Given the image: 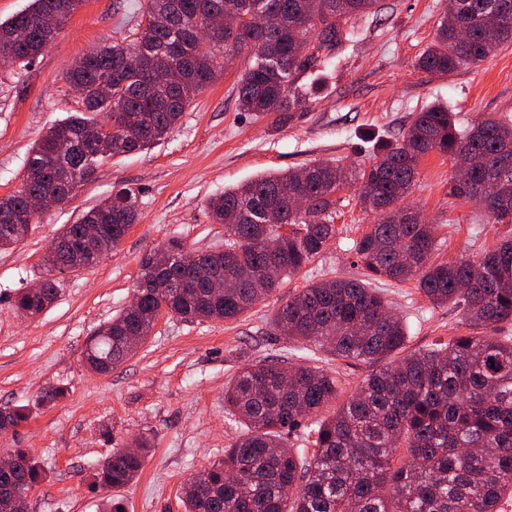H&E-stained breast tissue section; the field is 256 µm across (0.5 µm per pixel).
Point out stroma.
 Wrapping results in <instances>:
<instances>
[{
    "label": "stroma",
    "instance_id": "obj_1",
    "mask_svg": "<svg viewBox=\"0 0 512 512\" xmlns=\"http://www.w3.org/2000/svg\"><path fill=\"white\" fill-rule=\"evenodd\" d=\"M447 6L448 0H378L376 12L354 20L356 39L336 47L332 65L297 79L304 100L283 124L240 109L236 82L249 58L233 57L163 140L107 157L67 205L46 210L22 242L0 249V409L29 413L0 434V456L30 449L47 472L27 512H100L106 494L90 488L95 469L141 437L150 450L139 476L108 495L125 512H184L182 484L223 460L245 431L224 408L227 382L252 361H300L296 341L271 327L276 311L309 282L361 278L350 247L376 217L348 187L339 193L336 236L327 249L238 320L191 323L165 315L114 370H88L87 340L128 306L145 254L173 238L193 251L223 247L224 227L207 214L210 197L314 162L367 167L379 141L399 137L416 112L435 102L447 103L463 125L512 120V46L449 77L417 68ZM144 8V0H83L42 55L0 65V197L20 188L31 146L81 110L67 80L73 62L100 44L134 40ZM452 170L447 156L428 153L403 200L435 225L438 261L468 258L512 238V224L490 223L478 204L449 195ZM123 187L135 188L139 199L137 220L120 244L93 267L60 273L59 296L40 316L14 313L13 297L36 283L62 226ZM380 288L409 327V349L468 334L456 305L431 304L414 283L384 281ZM50 386L65 387L66 396L42 402Z\"/></svg>",
    "mask_w": 512,
    "mask_h": 512
}]
</instances>
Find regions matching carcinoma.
Returning <instances> with one entry per match:
<instances>
[{"label": "carcinoma", "instance_id": "carcinoma-1", "mask_svg": "<svg viewBox=\"0 0 512 512\" xmlns=\"http://www.w3.org/2000/svg\"><path fill=\"white\" fill-rule=\"evenodd\" d=\"M83 0H32L0 22V63H28L45 52L58 27ZM377 0H147L140 33L130 43L101 46L76 60L69 82L84 111L51 126L35 143L22 186L0 198V249L23 240L28 200L73 193L91 181L104 157L132 153L162 140L224 63L247 53L238 81L241 109L260 118L272 112L288 121L302 101L296 78L330 60L352 36L349 21L368 14ZM267 14L263 30L255 12ZM238 18L235 35L201 31L213 16ZM512 44V0H451L434 40L416 66L449 76L486 61ZM112 83V98L100 86ZM90 112H104L98 121ZM103 138L92 156L84 145ZM435 151L457 168L449 194L478 203L496 224L512 223V124L501 120L460 126L448 106L420 112L401 139L381 141L376 160L362 168L354 187L362 207L381 219L353 243L372 280L415 281L436 305L461 308L477 334L454 336L448 345L406 352L408 326L377 289L361 280L308 285L279 308L273 326L304 349L341 359L390 362L366 376L359 390L331 414L340 381L308 365L288 368L275 360L243 366L224 388V408L246 432L224 451V461L192 476L183 487L184 512H502L512 499V239L467 259L436 262L435 225L398 202L416 181L417 166ZM349 185L345 168L314 164L262 176L211 197L210 219L224 225V248L182 262L185 246L171 240L167 262L145 255L139 264L135 308H126L88 339L85 360L97 373L112 371L133 355L130 336L146 340L158 319L189 322L237 319L281 288L320 255L336 235V195ZM65 224L45 259L42 288L16 293L13 308L42 314L59 294L54 273L96 265L135 223L137 196L129 188ZM292 226L268 223V215ZM103 224L97 251L82 242L81 225ZM234 287L213 293L212 281ZM28 419L25 408L0 410V433ZM309 430L313 449L282 445L284 429ZM148 452L118 451L93 474V489L123 487L137 478ZM15 471L2 484L36 486L46 472L25 448L13 449Z\"/></svg>", "mask_w": 512, "mask_h": 512}]
</instances>
